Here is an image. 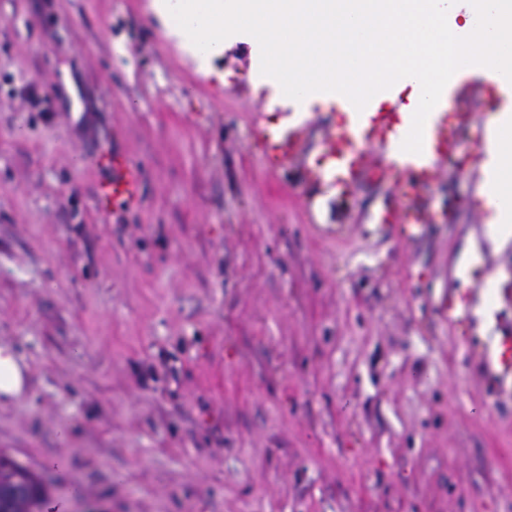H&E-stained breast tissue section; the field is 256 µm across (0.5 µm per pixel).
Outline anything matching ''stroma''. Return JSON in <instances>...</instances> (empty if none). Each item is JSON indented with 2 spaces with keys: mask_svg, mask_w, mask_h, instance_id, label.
Wrapping results in <instances>:
<instances>
[{
  "mask_svg": "<svg viewBox=\"0 0 512 512\" xmlns=\"http://www.w3.org/2000/svg\"><path fill=\"white\" fill-rule=\"evenodd\" d=\"M212 72L155 0H0V345L30 390L0 406V452L64 512H512V399L471 359L512 328V245L482 238L479 177L449 154L414 202L452 212L403 244L405 204L268 174L253 130L281 108L237 45ZM68 79L52 112L22 94ZM118 149L139 203L100 210ZM496 289L462 335L453 289ZM428 222V214L417 207L385 209L377 216L381 227L406 243L420 239Z\"/></svg>",
  "mask_w": 512,
  "mask_h": 512,
  "instance_id": "1",
  "label": "stroma"
}]
</instances>
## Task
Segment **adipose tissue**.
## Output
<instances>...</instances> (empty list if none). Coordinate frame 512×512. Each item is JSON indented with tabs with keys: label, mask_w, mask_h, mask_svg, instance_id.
Returning <instances> with one entry per match:
<instances>
[{
	"label": "adipose tissue",
	"mask_w": 512,
	"mask_h": 512,
	"mask_svg": "<svg viewBox=\"0 0 512 512\" xmlns=\"http://www.w3.org/2000/svg\"><path fill=\"white\" fill-rule=\"evenodd\" d=\"M487 161L482 168L481 183L492 186V193L482 194L487 210L485 241L497 252L512 244V113L497 114L485 134ZM27 365L10 348L0 347V402L10 403L28 390Z\"/></svg>",
	"instance_id": "1"
}]
</instances>
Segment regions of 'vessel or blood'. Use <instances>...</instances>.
<instances>
[{
	"label": "vessel or blood",
	"instance_id": "vessel-or-blood-1",
	"mask_svg": "<svg viewBox=\"0 0 512 512\" xmlns=\"http://www.w3.org/2000/svg\"><path fill=\"white\" fill-rule=\"evenodd\" d=\"M508 90H512V83L505 77L483 76L478 66L470 65L464 71L455 72L445 93L459 108L452 112L447 106H435L426 119L422 151L418 154L401 148L411 128L412 115L393 104V90L377 93L360 111L345 96H338L345 121L339 127L329 128L317 159L303 167L302 176L308 184L336 191L340 196L364 179L411 193L437 179L449 153H464L472 156L474 163H482L483 145L469 146L460 139L461 132L471 123V115L465 112L464 106L473 98L483 97L493 107H501ZM307 126L305 117L300 116L275 128L256 127V138L268 170L300 161L307 151ZM102 163L110 175L95 187L98 205L103 208L136 205L143 189L142 168L137 161L118 152L104 157ZM377 222L395 238L410 243L422 237L429 217L420 208L406 207L381 211ZM475 301L476 294L472 291L449 293V319L471 317ZM473 370L484 383L487 397L496 398L505 393L507 385L512 383V330L492 337L479 353Z\"/></svg>",
	"mask_w": 512,
	"mask_h": 512
}]
</instances>
